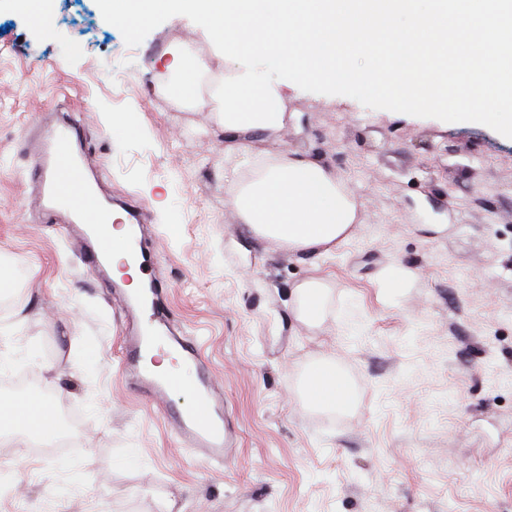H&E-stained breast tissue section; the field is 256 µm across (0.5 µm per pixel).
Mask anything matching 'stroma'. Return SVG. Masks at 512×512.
<instances>
[{
  "instance_id": "obj_1",
  "label": "stroma",
  "mask_w": 512,
  "mask_h": 512,
  "mask_svg": "<svg viewBox=\"0 0 512 512\" xmlns=\"http://www.w3.org/2000/svg\"><path fill=\"white\" fill-rule=\"evenodd\" d=\"M44 38L0 0V400L47 396L74 415L76 449L35 457L0 436L15 498L0 512H512V138L496 126L400 108L342 85L287 81L294 119L256 151L332 167L361 204L354 235L303 261L253 239L224 205V131L167 92L161 60L190 47L204 98L224 54L201 17L156 14L129 31L101 0H57ZM81 113L109 194L141 209L170 319L203 345L237 434L232 458L179 448L125 386L124 318L61 225L32 204L29 141ZM402 263L393 300L379 272ZM333 284L322 328L297 322L293 285ZM332 357L355 381V416L319 413L302 370ZM414 275L410 269L401 264L384 268L378 278L379 288H383L385 297L392 299L406 288H410Z\"/></svg>"
}]
</instances>
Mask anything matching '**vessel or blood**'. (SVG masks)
Instances as JSON below:
<instances>
[{
	"mask_svg": "<svg viewBox=\"0 0 512 512\" xmlns=\"http://www.w3.org/2000/svg\"><path fill=\"white\" fill-rule=\"evenodd\" d=\"M38 162L30 182L37 206L61 220L71 232L70 242L77 255L87 258L98 276H107L106 262L112 242L103 233L113 201L102 194L82 145L81 125L75 118L61 120L45 135L31 142ZM125 307L143 313L144 319L126 340L123 375L127 385L151 404L162 407L179 445L193 457L208 463L227 461L234 443L227 428L224 387L205 360L198 342L183 336L169 320L149 310L146 300L123 296ZM167 347L194 372L189 390L195 403L186 408L171 406L170 392L181 379L146 369L142 355L150 346Z\"/></svg>",
	"mask_w": 512,
	"mask_h": 512,
	"instance_id": "obj_1",
	"label": "vessel or blood"
}]
</instances>
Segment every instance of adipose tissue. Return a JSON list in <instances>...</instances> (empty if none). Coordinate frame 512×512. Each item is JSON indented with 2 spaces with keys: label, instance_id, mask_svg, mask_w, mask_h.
I'll list each match as a JSON object with an SVG mask.
<instances>
[{
  "label": "adipose tissue",
  "instance_id": "adipose-tissue-1",
  "mask_svg": "<svg viewBox=\"0 0 512 512\" xmlns=\"http://www.w3.org/2000/svg\"><path fill=\"white\" fill-rule=\"evenodd\" d=\"M111 19L133 23L151 13H193L236 66L225 74L218 108L195 91L189 50L169 68L180 76L177 95L197 111H213L237 140L226 158H241L224 203L255 239L302 260L347 241L359 204L334 169L305 155L254 152L248 136H269L288 122V85L263 76L266 60L306 79L356 85L369 97L386 95L400 107L450 111L452 118L496 125L512 137V0H101ZM493 109H479L487 90ZM332 286L313 277L297 283L290 302L298 322L317 327L327 316ZM308 404L354 413L353 380L334 360L311 364L300 377ZM41 399L21 408L0 405V422L26 433L51 425Z\"/></svg>",
  "mask_w": 512,
  "mask_h": 512
}]
</instances>
